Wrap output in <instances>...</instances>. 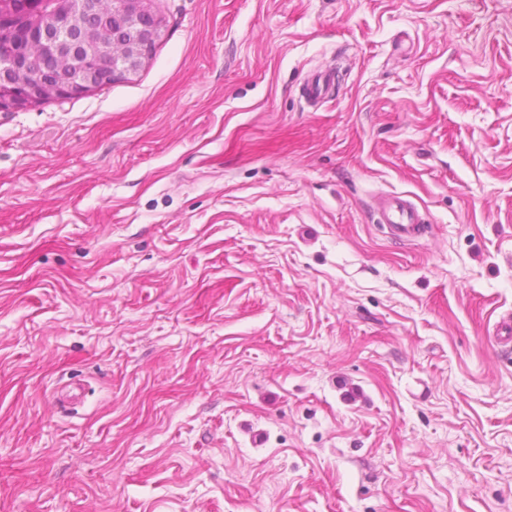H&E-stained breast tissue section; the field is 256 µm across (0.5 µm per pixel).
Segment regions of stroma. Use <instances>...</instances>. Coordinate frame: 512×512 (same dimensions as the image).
Returning a JSON list of instances; mask_svg holds the SVG:
<instances>
[{"label":"stroma","mask_w":512,"mask_h":512,"mask_svg":"<svg viewBox=\"0 0 512 512\" xmlns=\"http://www.w3.org/2000/svg\"><path fill=\"white\" fill-rule=\"evenodd\" d=\"M153 7L0 112V512H512V0ZM334 75L335 72L333 70H325L315 74L305 83L306 98L314 101L324 98L334 86ZM377 224H387L394 239L411 241L421 236L426 215L404 195L389 193L380 196L374 207Z\"/></svg>","instance_id":"1"}]
</instances>
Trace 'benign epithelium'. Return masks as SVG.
Returning <instances> with one entry per match:
<instances>
[{"label": "benign epithelium", "instance_id": "benign-epithelium-1", "mask_svg": "<svg viewBox=\"0 0 512 512\" xmlns=\"http://www.w3.org/2000/svg\"><path fill=\"white\" fill-rule=\"evenodd\" d=\"M0 14V112L87 94L138 72L164 29L152 0H22ZM40 69L33 71L35 61Z\"/></svg>", "mask_w": 512, "mask_h": 512}]
</instances>
